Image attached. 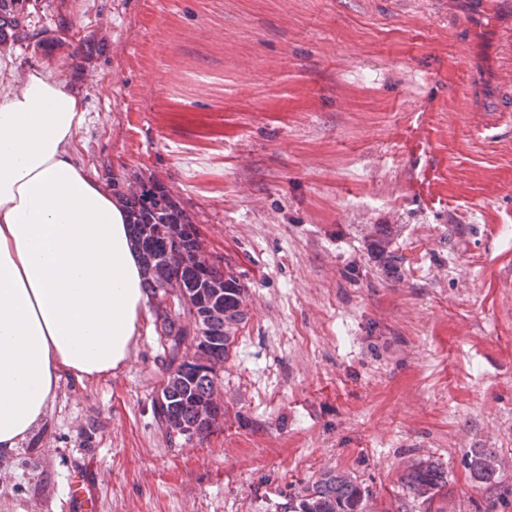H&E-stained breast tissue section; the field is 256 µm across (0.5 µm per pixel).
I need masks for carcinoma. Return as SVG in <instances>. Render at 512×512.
I'll return each mask as SVG.
<instances>
[{"label": "carcinoma", "mask_w": 512, "mask_h": 512, "mask_svg": "<svg viewBox=\"0 0 512 512\" xmlns=\"http://www.w3.org/2000/svg\"><path fill=\"white\" fill-rule=\"evenodd\" d=\"M20 2L0 0V27L9 28L0 46L29 39L25 25L16 18ZM112 190L129 215L130 232L142 260L144 288L155 308L157 333L169 343L168 379L163 399L153 401L155 418L169 436L181 437L189 428L197 435L207 434L224 414L218 379L194 373L185 367V359L193 355L224 364L239 325L247 319L244 288L237 275L221 267L220 260L205 255L193 222L165 186L150 179L115 180ZM372 237L373 250L384 265H406L389 227H375ZM174 283L193 293L188 308L171 317L163 305L166 287ZM466 466L481 484L495 480L501 469L497 454L484 448L472 449ZM401 482L408 497L422 505L433 503L447 484L432 464L412 467ZM372 501V491L356 479L325 474L288 496V512H372Z\"/></svg>", "instance_id": "1"}]
</instances>
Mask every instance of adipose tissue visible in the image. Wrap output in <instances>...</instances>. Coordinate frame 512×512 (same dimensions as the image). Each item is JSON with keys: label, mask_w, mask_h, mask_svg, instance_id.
I'll list each match as a JSON object with an SVG mask.
<instances>
[{"label": "adipose tissue", "mask_w": 512, "mask_h": 512, "mask_svg": "<svg viewBox=\"0 0 512 512\" xmlns=\"http://www.w3.org/2000/svg\"><path fill=\"white\" fill-rule=\"evenodd\" d=\"M85 113L41 69L0 88V453L28 439L62 376L118 371L142 324L127 213L73 159Z\"/></svg>", "instance_id": "obj_1"}]
</instances>
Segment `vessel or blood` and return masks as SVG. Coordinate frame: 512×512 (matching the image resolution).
I'll use <instances>...</instances> for the list:
<instances>
[{
  "mask_svg": "<svg viewBox=\"0 0 512 512\" xmlns=\"http://www.w3.org/2000/svg\"><path fill=\"white\" fill-rule=\"evenodd\" d=\"M448 31L466 58L463 97L466 111L512 112V0H448ZM97 488L92 476L69 485L79 512H93Z\"/></svg>",
  "mask_w": 512,
  "mask_h": 512,
  "instance_id": "b4317fda",
  "label": "vessel or blood"
}]
</instances>
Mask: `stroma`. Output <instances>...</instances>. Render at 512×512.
<instances>
[{"mask_svg":"<svg viewBox=\"0 0 512 512\" xmlns=\"http://www.w3.org/2000/svg\"><path fill=\"white\" fill-rule=\"evenodd\" d=\"M31 68L81 87L85 172L165 185L245 288L220 373L224 416L169 437L152 402L164 347L146 310L126 364L63 378L28 440L0 455V512H284L324 473L376 507L430 461L446 512H512V112L463 109L444 0H34ZM69 46L36 44L58 19ZM101 42L91 56L72 43ZM389 226L409 265L368 249ZM502 461L476 484L470 449ZM97 488L93 477L81 475L69 485V499L80 512H91L95 507Z\"/></svg>","mask_w":512,"mask_h":512,"instance_id":"obj_1","label":"stroma"}]
</instances>
